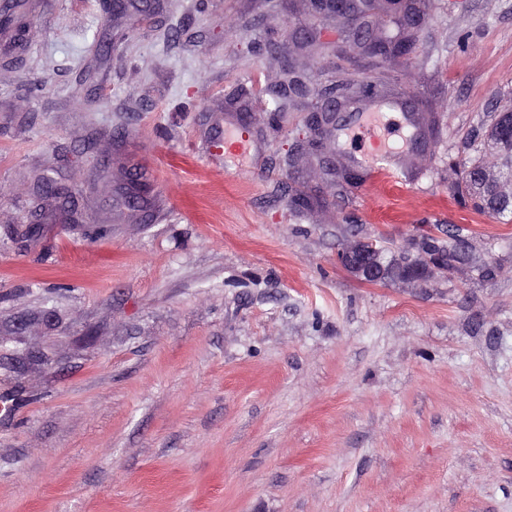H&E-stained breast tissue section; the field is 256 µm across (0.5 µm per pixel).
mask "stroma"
Segmentation results:
<instances>
[{
  "instance_id": "obj_1",
  "label": "stroma",
  "mask_w": 512,
  "mask_h": 512,
  "mask_svg": "<svg viewBox=\"0 0 512 512\" xmlns=\"http://www.w3.org/2000/svg\"><path fill=\"white\" fill-rule=\"evenodd\" d=\"M421 5L391 186L304 148L361 65L307 0H0L30 24L0 33V512H512V223L455 192L512 107V0ZM448 229L491 277L337 261Z\"/></svg>"
}]
</instances>
